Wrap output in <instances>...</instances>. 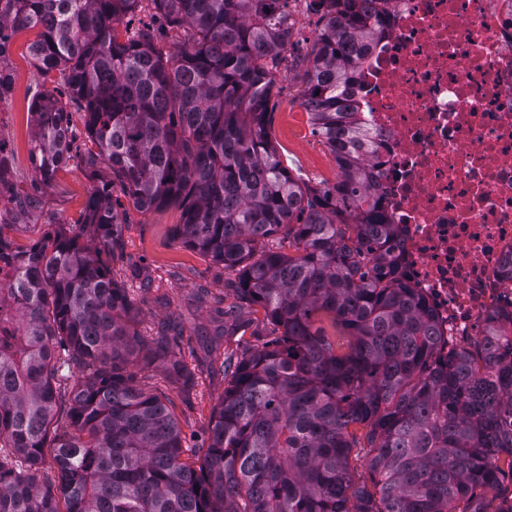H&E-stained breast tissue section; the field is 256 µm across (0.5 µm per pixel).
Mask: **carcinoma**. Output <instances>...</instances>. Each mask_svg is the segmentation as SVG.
Returning <instances> with one entry per match:
<instances>
[{
  "label": "carcinoma",
  "mask_w": 512,
  "mask_h": 512,
  "mask_svg": "<svg viewBox=\"0 0 512 512\" xmlns=\"http://www.w3.org/2000/svg\"><path fill=\"white\" fill-rule=\"evenodd\" d=\"M289 2L0 0V97L13 82L3 58L26 29L37 30V68L67 93L32 102L36 175L14 222L40 208L73 149L72 105L96 179L66 230L13 250L0 225V252L16 264L0 306L15 307L18 332L0 336V512H512V335L492 324L445 349L393 251L397 225L351 100L356 67L384 34V0H310L319 30L291 67L336 160V182L320 187L268 138ZM167 26L186 34L173 52L160 45ZM117 189L142 213L178 208L179 243L224 267L236 296L281 330L234 362L211 361L226 387L197 466L182 460L170 396L135 372L157 362L180 390L194 385L183 328L147 348L114 279L118 267L152 287L123 252ZM321 314L351 337L347 352L315 326ZM353 448L368 449L371 488Z\"/></svg>",
  "instance_id": "obj_1"
}]
</instances>
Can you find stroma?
<instances>
[{
    "mask_svg": "<svg viewBox=\"0 0 512 512\" xmlns=\"http://www.w3.org/2000/svg\"><path fill=\"white\" fill-rule=\"evenodd\" d=\"M35 33H17L7 58L14 75L11 92L0 98V133L9 145L12 180L21 190L30 189L34 167L30 158L32 120L30 102L39 93L54 90L53 80L44 78L31 60L27 46ZM269 133L284 165L311 186L336 181V162L319 137L312 132L309 116L302 106L301 83L295 72L280 66L271 91ZM93 186V180L71 158L62 167L53 184L42 194V208L28 223L7 225L0 231L16 245L28 246L40 238L50 225L71 224L80 216ZM180 221L177 208L146 214L129 210L123 229L124 252L130 262L148 266L154 277L150 291L140 290L127 274L118 279L128 288L137 308L136 328L145 339L155 338L160 326L168 322L183 325L187 340L184 357L189 367L208 364L212 347L236 356L244 349L261 346L272 339L273 328L264 324L261 315L247 304L237 303L224 288V271L202 254L183 247L174 236ZM220 295L225 305L237 306L236 319L219 321L211 318L208 304L200 302V290ZM224 393V378L217 372L199 377L188 395H175L173 413L182 430L185 451L183 460L194 461V444L207 435L212 410Z\"/></svg>",
    "mask_w": 512,
    "mask_h": 512,
    "instance_id": "obj_1",
    "label": "stroma"
}]
</instances>
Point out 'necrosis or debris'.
<instances>
[{"label": "necrosis or debris", "mask_w": 512, "mask_h": 512, "mask_svg": "<svg viewBox=\"0 0 512 512\" xmlns=\"http://www.w3.org/2000/svg\"><path fill=\"white\" fill-rule=\"evenodd\" d=\"M355 98L404 277L449 346L512 318V0H388Z\"/></svg>", "instance_id": "obj_1"}]
</instances>
